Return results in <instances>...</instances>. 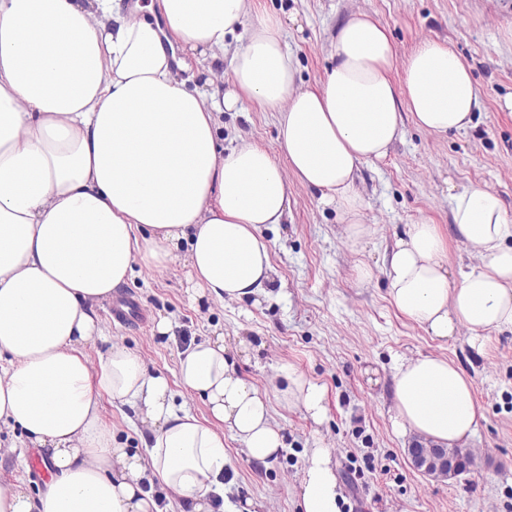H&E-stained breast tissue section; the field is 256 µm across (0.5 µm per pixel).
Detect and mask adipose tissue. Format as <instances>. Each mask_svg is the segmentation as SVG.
Returning a JSON list of instances; mask_svg holds the SVG:
<instances>
[{
    "label": "adipose tissue",
    "mask_w": 512,
    "mask_h": 512,
    "mask_svg": "<svg viewBox=\"0 0 512 512\" xmlns=\"http://www.w3.org/2000/svg\"><path fill=\"white\" fill-rule=\"evenodd\" d=\"M253 0H0V427L43 449L51 479L39 497L0 483V512H163L159 484L181 512H214L228 463L225 436L264 464L285 440L269 399L225 355L223 336L187 349L183 388L208 408L202 423L176 401L166 374L135 351L84 349L104 330L94 313L136 264L184 261L193 299L238 300L275 274L264 224L288 217L290 179L335 203L350 241L365 237L359 164L385 159L404 117L435 135L472 127L481 109L470 66L447 42L398 60L386 27L354 13L332 41L324 81L296 87L283 21L244 18ZM237 37L230 90L213 76ZM206 56L210 93L180 79L186 53ZM400 79H393L394 67ZM279 115V165L266 148H224L218 116L242 101ZM453 226L475 260L450 272L437 225L397 239L383 268L394 307L431 336L468 330L485 347L512 330V215L494 191L451 198ZM284 406L326 413L315 382L288 372ZM474 383L452 360H401L393 430L443 448L474 437ZM138 407L148 453L128 450L100 417L101 399ZM328 449H312L296 488L300 512H340Z\"/></svg>",
    "instance_id": "1"
}]
</instances>
